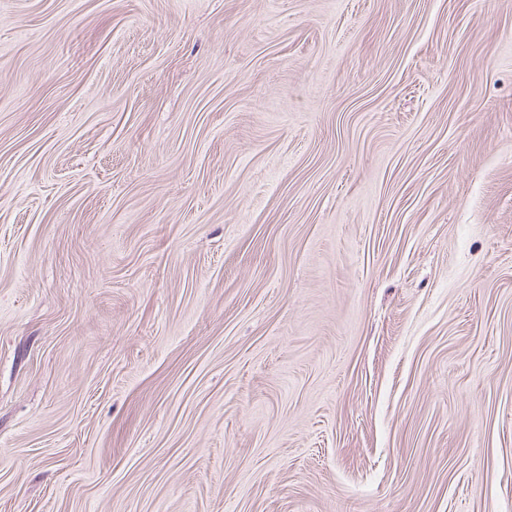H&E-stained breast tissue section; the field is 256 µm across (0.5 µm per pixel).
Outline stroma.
<instances>
[{
    "instance_id": "stroma-1",
    "label": "stroma",
    "mask_w": 512,
    "mask_h": 512,
    "mask_svg": "<svg viewBox=\"0 0 512 512\" xmlns=\"http://www.w3.org/2000/svg\"><path fill=\"white\" fill-rule=\"evenodd\" d=\"M0 512H512V0H0Z\"/></svg>"
}]
</instances>
